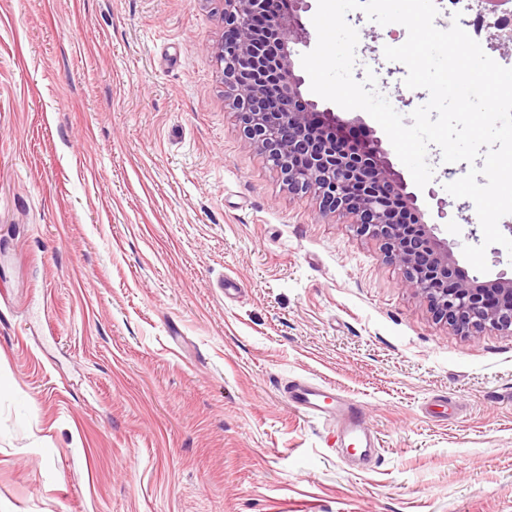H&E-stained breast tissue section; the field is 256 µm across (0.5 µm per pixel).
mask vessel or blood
<instances>
[{
    "mask_svg": "<svg viewBox=\"0 0 512 512\" xmlns=\"http://www.w3.org/2000/svg\"><path fill=\"white\" fill-rule=\"evenodd\" d=\"M288 403L307 414L327 420L342 416L343 425L339 438L359 437L363 444H370L371 437L366 420L358 406L339 399L331 384L307 380H293L283 389Z\"/></svg>",
    "mask_w": 512,
    "mask_h": 512,
    "instance_id": "1",
    "label": "vessel or blood"
}]
</instances>
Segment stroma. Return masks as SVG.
Here are the masks:
<instances>
[{
	"mask_svg": "<svg viewBox=\"0 0 512 512\" xmlns=\"http://www.w3.org/2000/svg\"><path fill=\"white\" fill-rule=\"evenodd\" d=\"M353 75L428 100L362 11ZM224 0H0V512H512V335L435 323L224 110ZM418 190L462 257L474 203ZM240 291L224 296L218 283ZM356 402L379 461L290 406Z\"/></svg>",
	"mask_w": 512,
	"mask_h": 512,
	"instance_id": "stroma-1",
	"label": "stroma"
}]
</instances>
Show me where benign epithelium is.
<instances>
[{
    "label": "benign epithelium",
    "instance_id": "7a95c632",
    "mask_svg": "<svg viewBox=\"0 0 512 512\" xmlns=\"http://www.w3.org/2000/svg\"><path fill=\"white\" fill-rule=\"evenodd\" d=\"M310 0H224V111L276 171L282 187L310 196L325 216L342 218L380 242L406 288L432 318L465 336L512 335V277L471 276L451 245L427 225L408 188L373 134L353 140L329 107L304 98L294 46L311 35L302 14Z\"/></svg>",
    "mask_w": 512,
    "mask_h": 512
}]
</instances>
